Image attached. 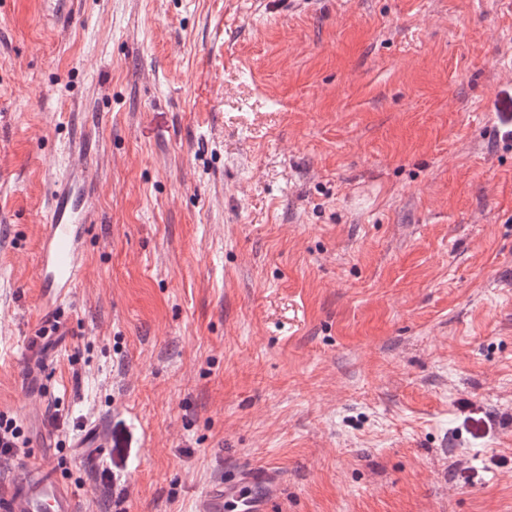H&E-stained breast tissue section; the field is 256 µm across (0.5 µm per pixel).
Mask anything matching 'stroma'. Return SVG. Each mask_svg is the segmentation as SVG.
<instances>
[{
  "label": "stroma",
  "instance_id": "stroma-1",
  "mask_svg": "<svg viewBox=\"0 0 512 512\" xmlns=\"http://www.w3.org/2000/svg\"><path fill=\"white\" fill-rule=\"evenodd\" d=\"M281 2L0 0V416L81 512H195L255 463L272 512H512V0ZM92 216L91 183L86 175L71 172L57 180L37 264L47 311L68 300L76 288Z\"/></svg>",
  "mask_w": 512,
  "mask_h": 512
}]
</instances>
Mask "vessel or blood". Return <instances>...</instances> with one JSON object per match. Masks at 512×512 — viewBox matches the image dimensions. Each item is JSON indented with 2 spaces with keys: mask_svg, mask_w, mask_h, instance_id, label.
<instances>
[{
  "mask_svg": "<svg viewBox=\"0 0 512 512\" xmlns=\"http://www.w3.org/2000/svg\"><path fill=\"white\" fill-rule=\"evenodd\" d=\"M92 216V190L86 175L72 172L57 180L37 264L47 309H56L73 293ZM283 481L282 472L273 467L239 470L233 477L209 483L196 512H267L280 495ZM0 512H80V505L58 471L32 457L10 487L0 491Z\"/></svg>",
  "mask_w": 512,
  "mask_h": 512,
  "instance_id": "vessel-or-blood-1",
  "label": "vessel or blood"
}]
</instances>
